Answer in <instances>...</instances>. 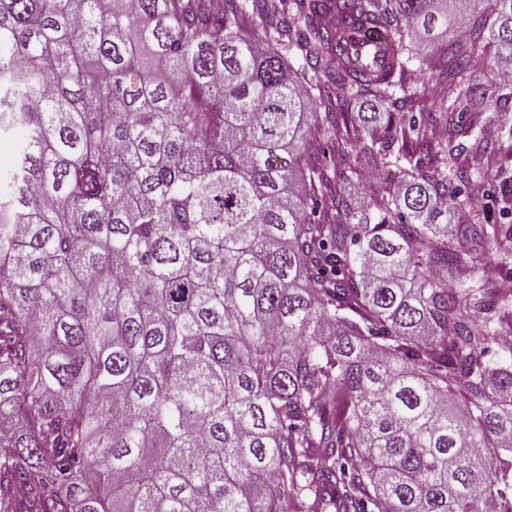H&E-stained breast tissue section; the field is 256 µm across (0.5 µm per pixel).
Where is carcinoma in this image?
I'll use <instances>...</instances> for the list:
<instances>
[{"label":"carcinoma","mask_w":512,"mask_h":512,"mask_svg":"<svg viewBox=\"0 0 512 512\" xmlns=\"http://www.w3.org/2000/svg\"><path fill=\"white\" fill-rule=\"evenodd\" d=\"M457 2L288 0L313 99L241 0H0V512H512V225L455 246L481 185L441 169L463 114L512 108L472 66L512 63V0ZM327 10L385 26V70ZM416 60L441 137L349 111L425 107ZM359 154L415 173L360 204ZM277 20L281 21L282 18L277 17L273 21L268 20L259 22L252 20L251 16L245 17L244 24L247 26L245 30L247 33L254 35L255 38H259L264 43L273 44V34ZM282 21L288 22V16H285ZM22 138L18 134L0 137V187L4 189L9 181L15 155Z\"/></svg>","instance_id":"carcinoma-1"}]
</instances>
